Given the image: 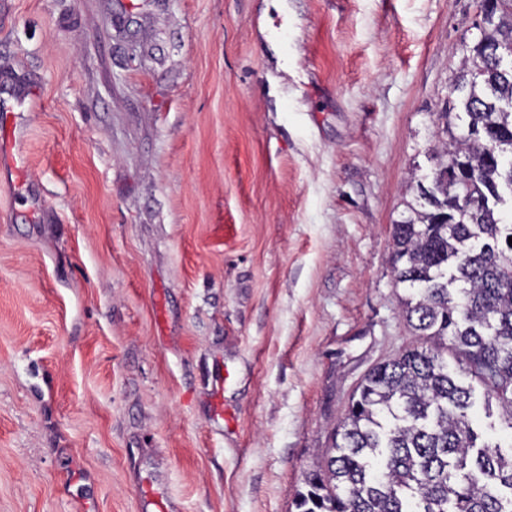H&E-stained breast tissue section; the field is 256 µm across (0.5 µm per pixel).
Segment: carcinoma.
<instances>
[{
    "label": "carcinoma",
    "mask_w": 512,
    "mask_h": 512,
    "mask_svg": "<svg viewBox=\"0 0 512 512\" xmlns=\"http://www.w3.org/2000/svg\"><path fill=\"white\" fill-rule=\"evenodd\" d=\"M512 42V0L464 44L440 112L432 200L393 226L402 315L427 346L373 366L350 396L325 463L305 475L297 512H512V443L473 428L472 376L512 430V224L496 191L512 186V66L486 47ZM454 350L452 368L444 352Z\"/></svg>",
    "instance_id": "carcinoma-1"
}]
</instances>
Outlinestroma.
<instances>
[{
  "label": "stroma",
  "instance_id": "35a3bbf8",
  "mask_svg": "<svg viewBox=\"0 0 512 512\" xmlns=\"http://www.w3.org/2000/svg\"><path fill=\"white\" fill-rule=\"evenodd\" d=\"M474 12L0 0V512H296L418 343L393 224Z\"/></svg>",
  "mask_w": 512,
  "mask_h": 512
}]
</instances>
